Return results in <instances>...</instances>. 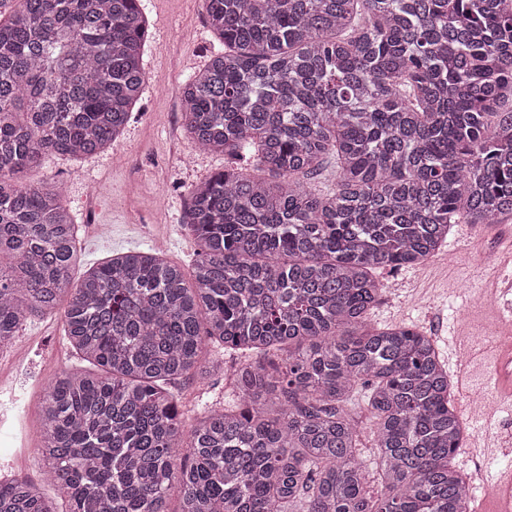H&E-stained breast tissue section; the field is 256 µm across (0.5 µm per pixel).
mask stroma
Returning <instances> with one entry per match:
<instances>
[{
  "mask_svg": "<svg viewBox=\"0 0 512 512\" xmlns=\"http://www.w3.org/2000/svg\"><path fill=\"white\" fill-rule=\"evenodd\" d=\"M143 5L149 20L146 88L122 137L111 150L84 161L48 158L42 170L67 186L65 204L78 224L77 280L115 255L147 248L191 267L197 246L182 224L183 197L224 165L223 156L199 152L180 121L183 84L221 47L204 23L202 0H143ZM101 224L108 225V233L98 232ZM509 237L512 219L492 228L452 225L428 263L381 273L387 290L372 322L413 325L438 342L453 336L475 287L499 274V252ZM213 353L223 359L224 372L211 378V390L191 374L173 388L186 427L201 419L207 396L234 403L230 378L242 356L221 347ZM80 364L58 314L31 317L11 343L0 346V373L11 378L0 385V473L28 480L58 512H65L67 503L44 476L36 439L39 404L52 378Z\"/></svg>",
  "mask_w": 512,
  "mask_h": 512,
  "instance_id": "35a3bbf8",
  "label": "stroma"
}]
</instances>
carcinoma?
Here are the masks:
<instances>
[{
	"mask_svg": "<svg viewBox=\"0 0 512 512\" xmlns=\"http://www.w3.org/2000/svg\"><path fill=\"white\" fill-rule=\"evenodd\" d=\"M203 6L224 50L183 85L181 123L227 164L184 201L198 258L129 251L75 284L66 187L30 174L123 134L148 19L141 0H0V345L61 310L94 366L43 395L48 479L66 512H171L176 484V512H467L436 343L370 314L376 274L433 258L453 224L512 218V0ZM207 338L263 360L187 434L171 388L207 378ZM0 512L55 510L0 474Z\"/></svg>",
	"mask_w": 512,
	"mask_h": 512,
	"instance_id": "obj_1",
	"label": "carcinoma"
}]
</instances>
